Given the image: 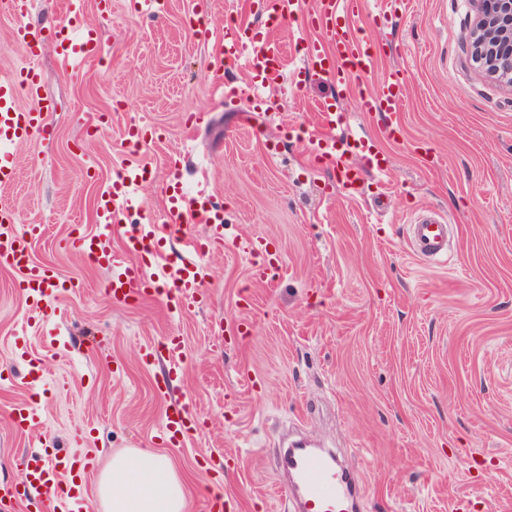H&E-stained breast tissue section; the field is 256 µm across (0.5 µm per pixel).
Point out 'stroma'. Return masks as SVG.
I'll return each instance as SVG.
<instances>
[{
    "label": "stroma",
    "mask_w": 512,
    "mask_h": 512,
    "mask_svg": "<svg viewBox=\"0 0 512 512\" xmlns=\"http://www.w3.org/2000/svg\"><path fill=\"white\" fill-rule=\"evenodd\" d=\"M309 7L297 0L276 30L284 81L270 116L250 113L245 70L230 76L239 102L213 97L220 42L193 28L202 10L219 24L261 23L253 0H167L157 18L112 0L107 19L84 0L102 54L80 73L56 51L67 0H33L29 20L43 28L34 58L14 39L17 18L0 12V75L35 62L54 107L46 133L17 147L0 206L18 228L42 225L33 261L72 284L29 319L19 273L0 269V512H20L18 460L46 445L91 455L99 474L118 453L165 455L185 512H207L218 487L224 512H292L277 494L288 434L359 471L360 512H512V87L469 56L471 0H410L391 26L364 32L380 56L368 86L393 68L406 75L403 133L382 144L391 174H366L348 194L304 146L317 105L338 99L362 136L379 138V125L353 93L305 75L318 36ZM131 125L156 139L129 151ZM174 160L187 192L224 202L226 242L204 257L208 301L192 312L149 296L113 304L108 269L67 241L96 233L97 193L139 161L151 177L106 245L123 253L127 225L143 215L165 223ZM426 209L450 222L445 260L410 247L408 224ZM257 238L284 265L277 282L251 275L243 245ZM169 335L185 348L180 369L164 354L143 362ZM33 367L47 387L29 386ZM181 400L201 428L179 445L162 424ZM27 405L42 423L21 431L10 415Z\"/></svg>",
    "instance_id": "35a3bbf8"
}]
</instances>
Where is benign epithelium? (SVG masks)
I'll use <instances>...</instances> for the list:
<instances>
[{"instance_id":"7a95c632","label":"benign epithelium","mask_w":512,"mask_h":512,"mask_svg":"<svg viewBox=\"0 0 512 512\" xmlns=\"http://www.w3.org/2000/svg\"><path fill=\"white\" fill-rule=\"evenodd\" d=\"M470 52L486 74L512 86V0H472Z\"/></svg>"}]
</instances>
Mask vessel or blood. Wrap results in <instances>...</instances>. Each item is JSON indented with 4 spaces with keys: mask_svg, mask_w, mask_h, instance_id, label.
<instances>
[{
    "mask_svg": "<svg viewBox=\"0 0 512 512\" xmlns=\"http://www.w3.org/2000/svg\"><path fill=\"white\" fill-rule=\"evenodd\" d=\"M403 2L387 0L384 8L371 9L366 0H312L308 10L309 24L320 36L308 47L307 72L330 79L339 90H357L359 111L379 120L384 134L389 136L399 132L405 76L402 70L391 69L376 87L364 88L365 79L377 65V51L364 38L358 24L390 21ZM30 6L31 0H6L7 9L19 20L16 40L33 56L42 34L24 22ZM57 39L61 58L68 66L86 64L101 54L98 30L82 23L80 0H71L67 23L60 28ZM238 68L248 73L255 90L251 106L259 108L265 102L262 90L278 85L283 77L282 44L272 32L258 31L245 22L225 27L221 51L211 64L215 85L223 86L225 73ZM23 95L30 100V107L20 106L19 98ZM51 110V103L41 94L40 75L35 66L27 64L0 77L1 186L16 176L14 145L44 132ZM319 118L323 132L308 138L307 150L335 170L344 188H355L364 168L387 174L389 158L371 138L340 134L339 128L346 123L347 116L337 111L335 104L322 105ZM147 173L144 165L127 166L99 191L95 201L98 223L106 227L120 223ZM168 191L167 223L147 219L131 226L123 254L109 252L99 234L71 241L92 263L111 267L106 291L114 303L125 304L148 293L189 311L206 297L203 244L197 235L184 231L182 224L188 220L206 224L213 243L223 244L224 208L205 194H188L177 181L169 184ZM410 231L417 256L432 260L447 256L446 218L420 214L412 220ZM172 232L178 234L180 245L174 257L162 249L163 241ZM40 233L37 224L17 228L10 210L0 207V268L20 272V286L32 300L30 312L34 315L41 313L44 303L58 298L65 286L55 271L29 260L32 241ZM146 254L155 259L157 266L150 279L139 261ZM198 427L187 402L167 412L163 423L164 432L180 443L192 438ZM282 468L288 475L284 492L296 501L299 512H356V479L334 457L316 448L296 445L286 449ZM91 472L90 457H60L42 448L22 456L15 492L21 502L34 506L36 512H90L85 479Z\"/></svg>",
    "mask_w": 512,
    "mask_h": 512,
    "instance_id": "b4317fda",
    "label": "vessel or blood"
}]
</instances>
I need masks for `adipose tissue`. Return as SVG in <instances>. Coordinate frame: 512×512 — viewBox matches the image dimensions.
Instances as JSON below:
<instances>
[{
  "mask_svg": "<svg viewBox=\"0 0 512 512\" xmlns=\"http://www.w3.org/2000/svg\"><path fill=\"white\" fill-rule=\"evenodd\" d=\"M98 495L110 512H184L186 506L170 460L150 449L114 456Z\"/></svg>",
  "mask_w": 512,
  "mask_h": 512,
  "instance_id": "adipose-tissue-1",
  "label": "adipose tissue"
}]
</instances>
